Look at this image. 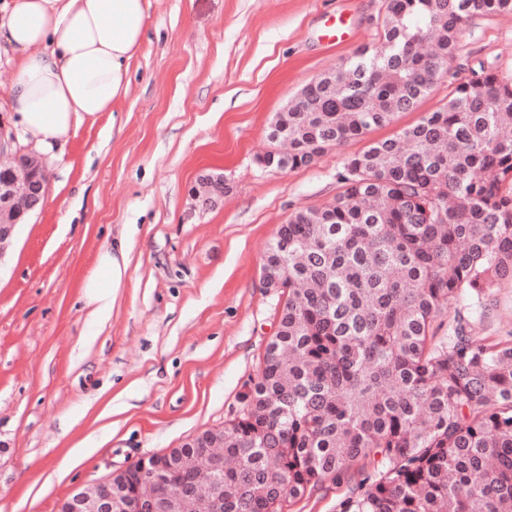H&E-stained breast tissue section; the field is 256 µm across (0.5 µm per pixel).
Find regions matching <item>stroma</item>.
Segmentation results:
<instances>
[{
	"mask_svg": "<svg viewBox=\"0 0 512 512\" xmlns=\"http://www.w3.org/2000/svg\"><path fill=\"white\" fill-rule=\"evenodd\" d=\"M150 2L128 88L47 161L45 206L0 261V512H56L76 487L223 426L277 330L261 268L280 224L332 202L346 158L438 108L468 65L512 75V23L475 16L415 111L309 166L267 170L257 158L273 147L275 114L377 44L384 0ZM336 14L347 29L332 42ZM212 169L229 189L202 211L190 189ZM122 237L129 265L97 326L81 284ZM88 436L97 452L73 456ZM368 471L354 461L285 512H340Z\"/></svg>",
	"mask_w": 512,
	"mask_h": 512,
	"instance_id": "obj_1",
	"label": "stroma"
}]
</instances>
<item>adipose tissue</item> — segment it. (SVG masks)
Masks as SVG:
<instances>
[{"instance_id":"adipose-tissue-1","label":"adipose tissue","mask_w":512,"mask_h":512,"mask_svg":"<svg viewBox=\"0 0 512 512\" xmlns=\"http://www.w3.org/2000/svg\"><path fill=\"white\" fill-rule=\"evenodd\" d=\"M149 0H12L0 38L16 54L15 124L45 154L82 123L111 111L144 34ZM128 266L127 243L98 251L82 282L91 323L112 317Z\"/></svg>"}]
</instances>
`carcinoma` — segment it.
<instances>
[{
	"label": "carcinoma",
	"instance_id": "carcinoma-1",
	"mask_svg": "<svg viewBox=\"0 0 512 512\" xmlns=\"http://www.w3.org/2000/svg\"><path fill=\"white\" fill-rule=\"evenodd\" d=\"M480 14H512V0H387L381 46L277 113L270 138L288 153L271 169L413 111ZM511 128L512 82L478 60L443 106L348 157L333 202L279 227L261 282L285 300L224 421L222 512H284L359 459L373 469L341 512H512V332L480 334L512 282ZM152 478L129 467L124 497ZM193 479L171 470L159 493Z\"/></svg>",
	"mask_w": 512,
	"mask_h": 512
}]
</instances>
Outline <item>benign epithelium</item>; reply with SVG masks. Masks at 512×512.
<instances>
[{"instance_id":"1","label":"benign epithelium","mask_w":512,"mask_h":512,"mask_svg":"<svg viewBox=\"0 0 512 512\" xmlns=\"http://www.w3.org/2000/svg\"><path fill=\"white\" fill-rule=\"evenodd\" d=\"M14 136L6 135V123L0 116V157L5 159L9 174L0 182V211L12 213L9 222L0 221V260L10 250L15 227L32 213L44 206L48 182L38 177L43 163L19 149L12 147ZM191 196L197 207L212 209L224 199V175L203 173L191 187ZM159 469L171 465H186L181 449L173 448L158 453L154 458ZM125 470L113 471L102 482L76 489L58 505L57 512H112L117 507L121 512H158L160 504L152 487L142 489L126 505L118 504V489L123 486Z\"/></svg>"}]
</instances>
